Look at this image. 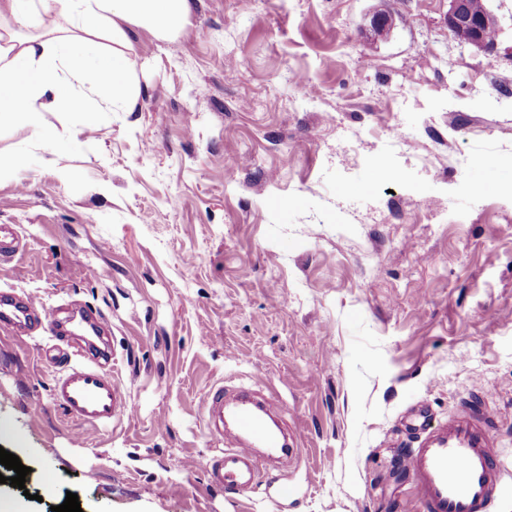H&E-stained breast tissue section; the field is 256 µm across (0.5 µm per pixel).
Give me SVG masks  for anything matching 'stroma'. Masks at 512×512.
<instances>
[{"instance_id":"stroma-1","label":"stroma","mask_w":512,"mask_h":512,"mask_svg":"<svg viewBox=\"0 0 512 512\" xmlns=\"http://www.w3.org/2000/svg\"><path fill=\"white\" fill-rule=\"evenodd\" d=\"M488 5L494 54L449 32L448 0H192L169 37L127 27L134 111L46 113L48 145L0 118V154L25 158L0 224L26 241L0 295L103 314L137 406L106 432L71 420L47 333L0 335V447L30 469L0 493L21 512L70 492L83 512H399L405 415L486 392L512 512V190L479 189L512 165V0ZM218 383L297 436L247 493L208 473Z\"/></svg>"}]
</instances>
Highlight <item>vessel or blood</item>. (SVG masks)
Masks as SVG:
<instances>
[{"label":"vessel or blood","mask_w":512,"mask_h":512,"mask_svg":"<svg viewBox=\"0 0 512 512\" xmlns=\"http://www.w3.org/2000/svg\"><path fill=\"white\" fill-rule=\"evenodd\" d=\"M23 249L16 226L1 224L0 265L11 263ZM35 323L55 341L40 357L57 372L52 398L67 415L98 428L133 417L135 407L112 372L116 356L102 341L109 330L103 316L72 318V329L66 332L58 311L37 294L0 298V333L15 334ZM206 410L211 433L224 440L223 450L211 461L213 484L251 491L268 464L284 468L295 458V439L270 424L266 411L251 400L225 411L219 388L210 392ZM496 423V414L484 401L461 404L443 423L435 422L427 407L415 411L407 423L413 446L404 462L421 512H492L505 473L497 454Z\"/></svg>","instance_id":"vessel-or-blood-1"}]
</instances>
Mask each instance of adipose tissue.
Returning a JSON list of instances; mask_svg holds the SVG:
<instances>
[{
  "label": "adipose tissue",
  "instance_id": "obj_1",
  "mask_svg": "<svg viewBox=\"0 0 512 512\" xmlns=\"http://www.w3.org/2000/svg\"><path fill=\"white\" fill-rule=\"evenodd\" d=\"M191 0H0V112L56 138L49 111L82 119L92 100L133 109L135 87L124 49L127 26L171 35ZM35 28L32 36L5 27L4 17Z\"/></svg>",
  "mask_w": 512,
  "mask_h": 512
}]
</instances>
